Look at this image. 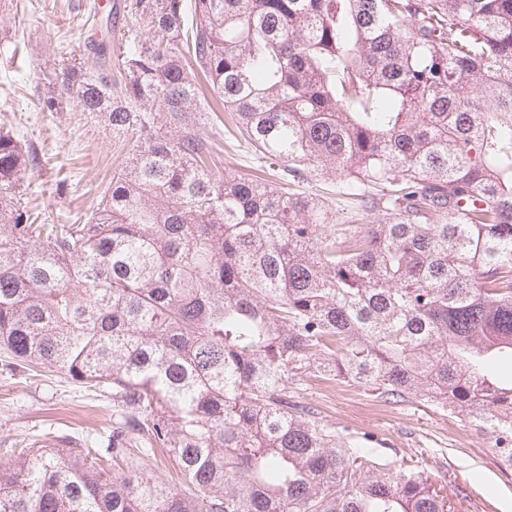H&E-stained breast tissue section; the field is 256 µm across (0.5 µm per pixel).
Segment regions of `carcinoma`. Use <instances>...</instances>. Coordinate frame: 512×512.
Wrapping results in <instances>:
<instances>
[{"instance_id": "1", "label": "carcinoma", "mask_w": 512, "mask_h": 512, "mask_svg": "<svg viewBox=\"0 0 512 512\" xmlns=\"http://www.w3.org/2000/svg\"><path fill=\"white\" fill-rule=\"evenodd\" d=\"M131 13L118 75L89 34L33 100L133 140L86 223H37L39 156L0 128L3 367L118 406L98 450L1 465L0 512H447L423 470L290 401L308 374L425 396L512 467V0ZM199 77L277 181L215 173ZM326 176L349 211L295 189ZM159 448L195 493L129 469Z\"/></svg>"}]
</instances>
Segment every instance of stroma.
<instances>
[{
    "instance_id": "35a3bbf8",
    "label": "stroma",
    "mask_w": 512,
    "mask_h": 512,
    "mask_svg": "<svg viewBox=\"0 0 512 512\" xmlns=\"http://www.w3.org/2000/svg\"><path fill=\"white\" fill-rule=\"evenodd\" d=\"M0 0V124L36 148L40 166L31 180L32 203L45 223L59 215L77 220L90 212L128 151L104 119L69 102L55 112H36L34 93L47 92L61 63L81 54L79 15L92 0ZM21 60L11 64L12 53ZM201 133L224 157V174L244 175L254 164L246 148L230 149L223 124ZM294 401L311 406L323 422L348 437L370 436L395 460L422 461L430 481L455 512H512V468L493 450L494 438L468 421L449 417L426 398L390 405L369 388L332 377L295 378ZM112 429V395L73 383L59 372L27 377L0 369V463L22 443L69 436L94 444Z\"/></svg>"
}]
</instances>
